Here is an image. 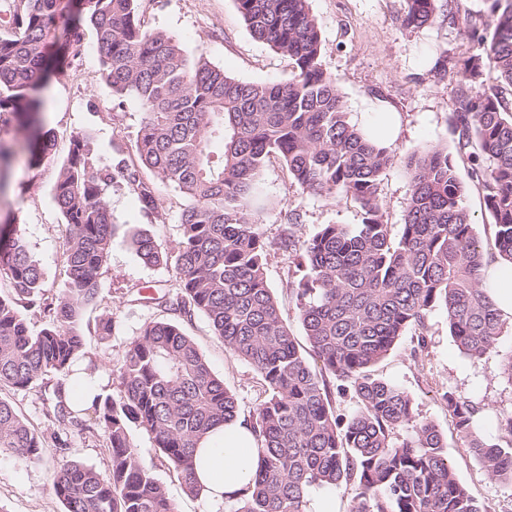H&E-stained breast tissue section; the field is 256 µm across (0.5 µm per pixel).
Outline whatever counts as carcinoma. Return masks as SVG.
Masks as SVG:
<instances>
[{"label": "carcinoma", "mask_w": 512, "mask_h": 512, "mask_svg": "<svg viewBox=\"0 0 512 512\" xmlns=\"http://www.w3.org/2000/svg\"><path fill=\"white\" fill-rule=\"evenodd\" d=\"M140 0H0V130L25 129L39 103L31 97L58 18L73 15L65 63L85 51L95 30L103 74L121 107L137 101L136 139L145 179L136 170L96 163L86 134L71 148L53 188L68 228V288L42 293L43 272L20 234L0 235V386L24 388L65 375L84 348L82 313L99 297V275L114 234L105 190L121 178L142 211L158 213L156 182L187 200L182 237L171 256L146 229L130 246L149 267H173L176 291L148 300L187 320L200 314L231 354L260 374L266 397L244 417L259 466L232 512H306L313 486L343 487L348 512H489L457 477L447 442L419 418L413 397L377 378L373 368L406 334L425 345L429 312L439 306L462 352H495L505 320L484 283L486 256L512 265V0H491L493 29L469 13L448 12L472 53L450 121L457 158L440 147L407 156L411 192L398 237L384 220L380 185L396 158L347 121L336 79L322 64V40L308 0H234L251 36L288 57L285 83L235 79L204 54L191 55L173 35L145 28ZM406 24L420 28L441 0H406ZM41 134L31 157L51 154ZM279 158L302 190L356 203L359 224H323L301 241L290 224L280 246L298 258L287 280L309 350L310 367L284 323L265 276L270 243L258 229L261 174ZM482 193L493 238L482 244L463 205L457 162ZM46 318L29 328L27 313ZM118 397L96 394L80 412L64 388L44 399L45 415L63 426L100 432L111 449L108 470L66 461L52 487L64 512H178L166 488L137 453L132 429L148 433L185 490L199 494L193 464L200 439L239 418L238 398L212 371L179 324L149 321L129 344ZM352 393L357 409L336 412L334 394ZM466 447L486 475L512 486V413L498 437L473 432L477 409L441 394ZM408 433L400 436L399 431ZM41 437L0 399V452L41 459Z\"/></svg>", "instance_id": "carcinoma-1"}]
</instances>
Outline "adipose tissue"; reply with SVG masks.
I'll return each mask as SVG.
<instances>
[{
	"mask_svg": "<svg viewBox=\"0 0 512 512\" xmlns=\"http://www.w3.org/2000/svg\"><path fill=\"white\" fill-rule=\"evenodd\" d=\"M258 466L254 439L242 420L215 427L200 442L195 471L202 498L221 507L226 497H239L252 482Z\"/></svg>",
	"mask_w": 512,
	"mask_h": 512,
	"instance_id": "1",
	"label": "adipose tissue"
}]
</instances>
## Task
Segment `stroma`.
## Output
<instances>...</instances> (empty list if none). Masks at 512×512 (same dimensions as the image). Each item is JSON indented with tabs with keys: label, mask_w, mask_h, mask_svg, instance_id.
I'll return each mask as SVG.
<instances>
[{
	"label": "stroma",
	"mask_w": 512,
	"mask_h": 512,
	"mask_svg": "<svg viewBox=\"0 0 512 512\" xmlns=\"http://www.w3.org/2000/svg\"><path fill=\"white\" fill-rule=\"evenodd\" d=\"M322 37L324 67L337 82L351 124L369 130L391 119L394 132L385 141L398 159L381 182V200L388 224L404 221L411 181L404 158L430 146L455 153L457 134L449 121L457 89L463 79V62L470 49L459 27L438 16L422 28L406 26L405 0H309ZM150 27L175 35L188 53L204 54L214 65L236 79L280 83L291 79L288 57L256 41L248 32L234 0H143ZM86 52L81 61L60 66L50 59L46 82L38 97L35 127L52 131V153L29 165L24 146L16 148L11 165L0 168V223L26 239L43 271V292L61 296L66 287L65 243L67 226L53 201V186L67 157L72 135H88L100 163L125 161L139 167L136 134L143 117L139 104L126 101L113 107L112 91L102 76L96 35L85 28ZM447 59V72L437 75L438 56ZM268 203L258 216L261 232L271 247L265 265L282 316L296 341H303L299 311L286 281L294 272L291 252L278 242L288 219H296L295 234L306 239L323 224H357L362 213L343 197L322 198L303 192L290 179L279 158H271L263 173ZM159 216L145 215L136 198L122 183L110 185L105 198L116 225L112 251L100 276L101 290L95 304L83 314L85 340L80 364L96 373L105 395L120 390L118 371L129 344L145 322L174 320L173 312L138 300L139 287L154 285L171 290L175 273L170 268L144 266L129 246L131 227L149 229L169 253H176L182 231L179 223L186 199L172 186L158 187ZM111 312V336L98 334V319ZM207 358L213 372L238 397L241 412H249L264 396L260 375L247 362L233 357L214 336L204 317L181 323ZM512 350V327H505L499 349L479 359L464 355L454 342L442 308L428 315L425 349L410 338L375 367V373L410 393L421 418L435 423L448 441V459L470 494L488 505L490 512H512V487L490 479L457 434L441 394L453 390L478 409L474 429L485 437L496 433L500 415L512 412V385L502 374V355ZM43 386L0 387L8 401L41 437L42 458L25 462L0 454V512H64L52 489L54 464L75 461L106 471L110 454L102 435L71 427L65 445L54 439L59 426L43 412ZM139 455L153 465L155 477L165 486L179 512H207V504L186 492L173 469L158 457L154 441L134 431Z\"/></svg>",
	"instance_id": "35a3bbf8"
}]
</instances>
